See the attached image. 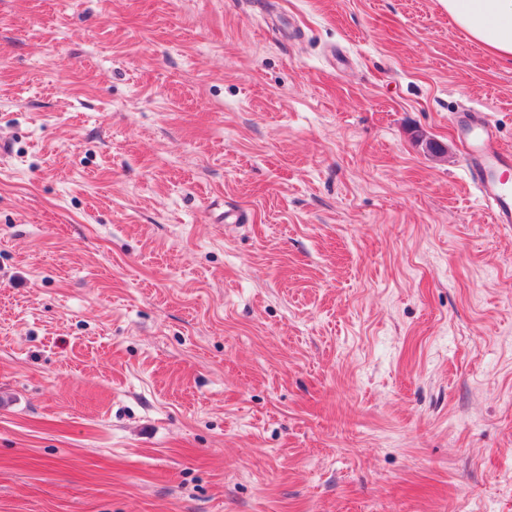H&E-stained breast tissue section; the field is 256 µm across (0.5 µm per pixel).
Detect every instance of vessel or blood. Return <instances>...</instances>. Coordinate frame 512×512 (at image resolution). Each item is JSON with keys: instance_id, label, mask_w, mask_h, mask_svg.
I'll return each mask as SVG.
<instances>
[{"instance_id": "b4317fda", "label": "vessel or blood", "mask_w": 512, "mask_h": 512, "mask_svg": "<svg viewBox=\"0 0 512 512\" xmlns=\"http://www.w3.org/2000/svg\"><path fill=\"white\" fill-rule=\"evenodd\" d=\"M465 170L491 223L512 225V151L503 149L487 115L467 111L460 130Z\"/></svg>"}]
</instances>
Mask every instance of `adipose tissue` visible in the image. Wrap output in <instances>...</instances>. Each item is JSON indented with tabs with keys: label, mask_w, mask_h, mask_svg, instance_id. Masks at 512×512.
<instances>
[{
	"label": "adipose tissue",
	"mask_w": 512,
	"mask_h": 512,
	"mask_svg": "<svg viewBox=\"0 0 512 512\" xmlns=\"http://www.w3.org/2000/svg\"><path fill=\"white\" fill-rule=\"evenodd\" d=\"M449 17L490 53L512 58V0H444Z\"/></svg>",
	"instance_id": "adipose-tissue-1"
}]
</instances>
